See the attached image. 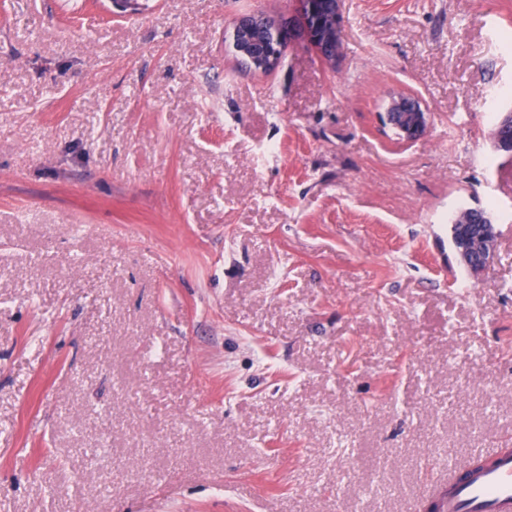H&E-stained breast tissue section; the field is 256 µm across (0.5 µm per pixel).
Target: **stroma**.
<instances>
[{"label":"stroma","instance_id":"35a3bbf8","mask_svg":"<svg viewBox=\"0 0 512 512\" xmlns=\"http://www.w3.org/2000/svg\"><path fill=\"white\" fill-rule=\"evenodd\" d=\"M340 15L330 67L296 0H0V512H428L512 447V0ZM254 15H243L234 24L231 41L233 48L239 52H245V46L253 42L259 35L261 30L254 27ZM381 120L400 140L412 141L429 126L430 112L416 98L402 93L390 97ZM471 215L478 217L479 224H470L473 220L470 216L463 217L460 224H454L457 216H449L448 220L454 218L450 229L458 257L471 273L478 274L496 258L497 235L490 214L478 209Z\"/></svg>","mask_w":512,"mask_h":512}]
</instances>
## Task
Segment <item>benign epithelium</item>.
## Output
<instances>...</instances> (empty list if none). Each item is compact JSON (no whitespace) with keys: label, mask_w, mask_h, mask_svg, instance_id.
Returning <instances> with one entry per match:
<instances>
[{"label":"benign epithelium","mask_w":512,"mask_h":512,"mask_svg":"<svg viewBox=\"0 0 512 512\" xmlns=\"http://www.w3.org/2000/svg\"><path fill=\"white\" fill-rule=\"evenodd\" d=\"M298 10L305 23V32L310 43L318 51L333 47V53L323 56L328 63L336 61L340 47V4L341 0H297ZM326 20L325 28L319 35L314 34L309 20L314 13ZM261 30L254 27L253 15H243L234 24L231 41L233 48L245 51V46L253 42ZM383 124L394 131L404 141L420 137L429 126L430 112L416 98L402 93L390 97L385 112L381 115ZM478 223H472V216H465L460 223L451 225V238L461 262L473 274H478L490 266L496 258V232L490 214L481 210L473 212Z\"/></svg>","instance_id":"7a95c632"}]
</instances>
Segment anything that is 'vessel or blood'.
I'll list each match as a JSON object with an SVG mask.
<instances>
[{"mask_svg":"<svg viewBox=\"0 0 512 512\" xmlns=\"http://www.w3.org/2000/svg\"><path fill=\"white\" fill-rule=\"evenodd\" d=\"M437 512H512V452L495 453L487 467L459 478L448 468V484L433 501Z\"/></svg>","mask_w":512,"mask_h":512,"instance_id":"vessel-or-blood-1","label":"vessel or blood"}]
</instances>
